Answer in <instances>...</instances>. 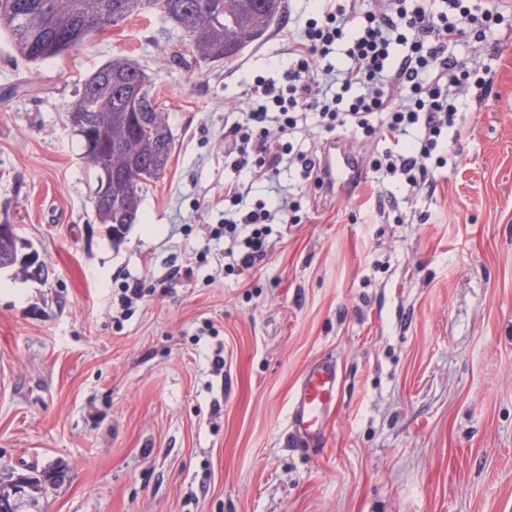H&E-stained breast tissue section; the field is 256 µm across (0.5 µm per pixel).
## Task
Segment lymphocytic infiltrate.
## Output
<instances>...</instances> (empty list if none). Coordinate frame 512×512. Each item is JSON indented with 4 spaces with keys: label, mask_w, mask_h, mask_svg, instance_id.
<instances>
[{
    "label": "lymphocytic infiltrate",
    "mask_w": 512,
    "mask_h": 512,
    "mask_svg": "<svg viewBox=\"0 0 512 512\" xmlns=\"http://www.w3.org/2000/svg\"><path fill=\"white\" fill-rule=\"evenodd\" d=\"M506 15L479 0H387L384 10L360 0H336L309 17L288 42V66L254 76L239 121L224 132V157L234 173L224 183L225 237L239 240L240 268L268 252L272 223H298V207L283 195L281 167H295L304 183L323 182L316 154L295 149L300 121L325 133L379 140L390 148L374 171L402 180L409 196L432 192L438 151L448 146L458 100L472 83L484 84L482 61ZM471 50L469 62L448 49ZM265 181L275 207L251 201L252 183Z\"/></svg>",
    "instance_id": "lymphocytic-infiltrate-1"
}]
</instances>
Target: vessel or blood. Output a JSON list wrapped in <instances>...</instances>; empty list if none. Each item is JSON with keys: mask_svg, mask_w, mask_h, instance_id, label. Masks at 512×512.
<instances>
[{"mask_svg": "<svg viewBox=\"0 0 512 512\" xmlns=\"http://www.w3.org/2000/svg\"><path fill=\"white\" fill-rule=\"evenodd\" d=\"M324 188L329 193L352 191L361 177L359 160L344 143L329 142L320 157ZM338 374L332 361L322 360L309 370L293 406L295 428L312 442L322 438L324 420L336 402Z\"/></svg>", "mask_w": 512, "mask_h": 512, "instance_id": "vessel-or-blood-1", "label": "vessel or blood"}]
</instances>
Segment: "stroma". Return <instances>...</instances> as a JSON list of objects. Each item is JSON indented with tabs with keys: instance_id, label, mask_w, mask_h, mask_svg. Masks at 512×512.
<instances>
[{
	"instance_id": "stroma-1",
	"label": "stroma",
	"mask_w": 512,
	"mask_h": 512,
	"mask_svg": "<svg viewBox=\"0 0 512 512\" xmlns=\"http://www.w3.org/2000/svg\"><path fill=\"white\" fill-rule=\"evenodd\" d=\"M284 0L264 39L195 60L156 12L23 59L0 29V223L49 276L0 270V479L65 465L39 512H512V25L464 92L433 193L374 177L294 187L300 223L225 271L224 123L299 37ZM116 57L150 76L175 137L138 219H96L66 111ZM200 255L191 279L174 276ZM146 294L126 305L124 282ZM340 387L320 443L296 437L317 360Z\"/></svg>"
}]
</instances>
